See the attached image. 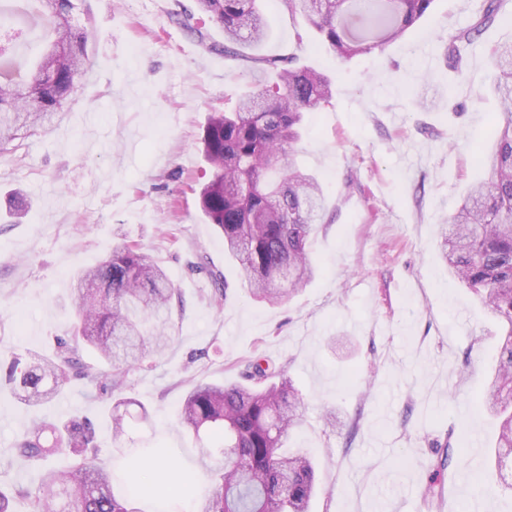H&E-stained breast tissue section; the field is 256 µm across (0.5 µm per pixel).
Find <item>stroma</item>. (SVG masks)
<instances>
[{"mask_svg":"<svg viewBox=\"0 0 512 512\" xmlns=\"http://www.w3.org/2000/svg\"><path fill=\"white\" fill-rule=\"evenodd\" d=\"M194 4L83 0L90 65L76 94L47 129L0 155L1 361L52 355L72 327L73 276L126 241L167 271L181 303L167 349L128 375L133 419L122 440L112 438L109 392L89 397L80 378L36 408L0 390V485L39 482L15 460L18 433L86 415L115 487L130 481L129 459L169 468L158 499H136L138 512H194L209 477L178 406L193 382L240 381L259 355L285 367L304 400L289 443L317 466L311 512H431L423 493L432 484L443 489V512H512V494L486 468L497 427L482 409L501 330L449 273L439 236L486 176L474 158L500 112L487 53L512 40V26L487 27L459 75L442 45L483 0H435L416 31L347 62L279 0H265L271 36L259 54L295 57L333 90L329 105L305 114L298 143L326 200L313 245L320 272L289 302L268 305L247 292L195 195L209 177L200 137L210 114L230 110L259 73L225 56L213 21L180 17ZM199 25L206 41L190 32ZM18 196L28 204L19 220L10 214ZM215 273L229 283L219 303ZM452 431L465 442L436 470Z\"/></svg>","mask_w":512,"mask_h":512,"instance_id":"35a3bbf8","label":"stroma"}]
</instances>
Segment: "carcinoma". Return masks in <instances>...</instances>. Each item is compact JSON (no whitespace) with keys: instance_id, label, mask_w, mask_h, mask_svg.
Segmentation results:
<instances>
[{"instance_id":"cac0c4a2","label":"carcinoma","mask_w":512,"mask_h":512,"mask_svg":"<svg viewBox=\"0 0 512 512\" xmlns=\"http://www.w3.org/2000/svg\"><path fill=\"white\" fill-rule=\"evenodd\" d=\"M81 0H0V154L16 141L38 133L77 90L88 61V32L57 16ZM259 0H196L198 11L224 29V55L250 62L269 76L253 85L231 112H215L201 138L211 164L199 192L202 213L224 234V253L238 265L252 297L282 303L317 272L311 251L325 202L317 177L297 163L303 115L330 102L331 81L320 71L295 67L277 57H250L245 46L269 36ZM282 0L317 32L321 44L339 58L353 57L412 32L434 0ZM504 0H485L472 22L448 39V69L465 68V51L502 16ZM492 88L501 120L480 151L488 178L471 185L457 211L442 225L443 257L456 278L470 288L505 329L494 377L483 396L500 418L495 446L498 484L512 491V44L489 53ZM37 70H53L48 87L34 86L35 102L21 101L15 86ZM174 288L166 272L134 243L112 247L95 266L77 274L71 303L75 326L58 338L53 357L11 359L3 379L17 399L37 407L58 396L74 376L99 388L122 392L130 367L160 354L172 326L169 304ZM96 352L108 366L101 372L83 359ZM248 384L199 383L188 391L178 418L198 443H205L201 466L216 477L197 498L198 512H310L316 468L301 449L284 451L290 432L302 421V399L285 369L255 357L245 365ZM131 404L112 399V435L125 434ZM16 457L40 464L50 457L65 466L43 471L36 490L0 487V512H11L17 494L31 512H137L136 498L154 492L133 483L115 495L111 476L95 461L96 428L83 416L42 420L14 444Z\"/></svg>"}]
</instances>
